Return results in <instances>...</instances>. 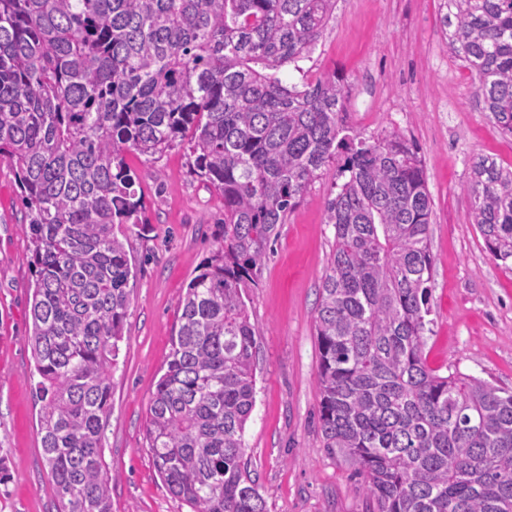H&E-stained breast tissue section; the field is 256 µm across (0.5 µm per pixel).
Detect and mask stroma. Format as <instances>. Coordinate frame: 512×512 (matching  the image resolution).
<instances>
[{"label": "stroma", "instance_id": "obj_1", "mask_svg": "<svg viewBox=\"0 0 512 512\" xmlns=\"http://www.w3.org/2000/svg\"><path fill=\"white\" fill-rule=\"evenodd\" d=\"M440 0H337L311 75L338 72L354 89L346 123L375 142L414 143L433 198L429 249L431 312L423 356L445 376L460 372L512 391V268L487 251L471 222L474 159L512 167V136L476 100L478 82L442 38ZM145 227L125 232L136 277L120 354L109 378L102 434L112 512H188L158 475L146 447L149 400L179 328L178 300L224 235V199L175 148L157 161L130 153ZM337 179L328 167L287 223L278 225L249 289L260 330L256 403L244 440L268 512H365L364 480L328 453L317 428L320 395L315 332L318 288L335 240L325 203ZM15 174L0 162V512H57L43 464L36 377L28 345L32 246Z\"/></svg>", "mask_w": 512, "mask_h": 512}]
</instances>
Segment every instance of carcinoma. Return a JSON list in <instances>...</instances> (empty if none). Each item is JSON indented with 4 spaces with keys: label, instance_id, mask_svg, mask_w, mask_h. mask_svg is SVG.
<instances>
[{
    "label": "carcinoma",
    "instance_id": "carcinoma-1",
    "mask_svg": "<svg viewBox=\"0 0 512 512\" xmlns=\"http://www.w3.org/2000/svg\"><path fill=\"white\" fill-rule=\"evenodd\" d=\"M441 5L479 107L512 135V0ZM335 7L0 0V160L31 230L28 341L60 512H111L101 434L134 277L115 225L145 223L125 155L184 145L224 197V241L179 300L149 401L145 440L170 493L191 512H267L245 459L259 331L244 294L277 225L338 161L315 316L324 448L364 477L367 512H512V392L423 358L432 198L417 148L360 139L346 79L299 65ZM468 191L488 252L512 260V168L478 158Z\"/></svg>",
    "mask_w": 512,
    "mask_h": 512
}]
</instances>
